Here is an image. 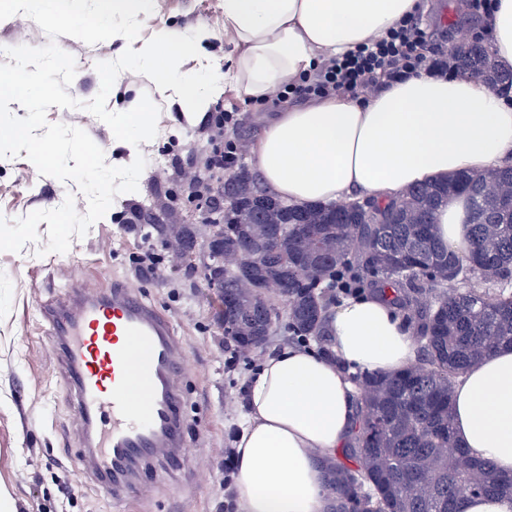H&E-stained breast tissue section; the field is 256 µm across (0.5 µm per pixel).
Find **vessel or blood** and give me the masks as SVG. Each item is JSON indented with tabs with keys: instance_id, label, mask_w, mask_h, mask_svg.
Wrapping results in <instances>:
<instances>
[{
	"instance_id": "obj_1",
	"label": "vessel or blood",
	"mask_w": 512,
	"mask_h": 512,
	"mask_svg": "<svg viewBox=\"0 0 512 512\" xmlns=\"http://www.w3.org/2000/svg\"><path fill=\"white\" fill-rule=\"evenodd\" d=\"M78 417L79 468L115 498L138 491L141 465L184 447L185 355L169 318L132 288L65 290L40 309Z\"/></svg>"
}]
</instances>
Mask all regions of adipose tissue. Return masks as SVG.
Wrapping results in <instances>:
<instances>
[{
  "label": "adipose tissue",
  "instance_id": "adipose-tissue-1",
  "mask_svg": "<svg viewBox=\"0 0 512 512\" xmlns=\"http://www.w3.org/2000/svg\"><path fill=\"white\" fill-rule=\"evenodd\" d=\"M222 60L183 71L202 36L164 30L135 48L162 98H176L186 124L222 88L223 74L264 101L325 60L354 49L413 14L418 0H221ZM497 62L512 68V0H498L489 26ZM271 192L291 205L386 201L411 185L512 164V103L478 79L423 72L367 97L335 95L286 104L253 151ZM436 235L460 250L469 234L465 197L443 205ZM331 357L285 346L265 357L245 386V423L233 440L241 512H325L327 492L313 451L348 447L357 403L351 373H398L417 343L396 307L377 294L347 299L328 321ZM453 431L477 460L512 471V347L468 369L453 389Z\"/></svg>",
  "mask_w": 512,
  "mask_h": 512
}]
</instances>
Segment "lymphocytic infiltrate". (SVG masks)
Wrapping results in <instances>:
<instances>
[{"label":"lymphocytic infiltrate","instance_id":"1","mask_svg":"<svg viewBox=\"0 0 512 512\" xmlns=\"http://www.w3.org/2000/svg\"><path fill=\"white\" fill-rule=\"evenodd\" d=\"M451 68L446 48L433 40L421 15L416 14L355 51L326 60L297 83L284 85L276 100L283 103L293 96L311 100L336 94L366 96L386 82L404 80L423 69L444 74ZM208 122L212 128V162L199 180L205 188L204 199L213 209L224 188L223 171L233 168L242 153L238 144L226 136L227 129L236 124L233 113L216 105Z\"/></svg>","mask_w":512,"mask_h":512}]
</instances>
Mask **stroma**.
I'll return each instance as SVG.
<instances>
[{
    "label": "stroma",
    "mask_w": 512,
    "mask_h": 512,
    "mask_svg": "<svg viewBox=\"0 0 512 512\" xmlns=\"http://www.w3.org/2000/svg\"><path fill=\"white\" fill-rule=\"evenodd\" d=\"M219 0H154L150 14H139V42L165 29L216 30ZM420 12L435 38H456L459 30L481 33L485 17L469 0H419ZM45 32L29 17L0 21V44L45 46ZM57 45L76 65L68 88L87 102L101 87L98 62L117 59L123 41L110 38L89 45L61 36ZM156 100L157 133L140 143L137 152L146 165L138 189L115 197L103 218L85 236L72 237L66 253L38 255L48 243L47 223L37 227L38 242L17 252H0V496L10 512H238L233 486L224 482V450L244 420L247 376L261 358L292 343L279 330L262 347L233 359L234 344L224 334L217 293L209 287L205 268L210 259L196 248V265L186 269L174 260L176 230L190 226L195 237L205 228L192 220V205L181 190L180 175L201 169L209 149L203 124L183 122L179 103L159 99L154 82L144 74L122 71L107 98L108 110L126 108L142 97ZM220 104L237 108L239 123L232 133L251 148L274 109L256 103L228 85ZM47 119L83 129L103 150L106 164L125 166L126 149L113 145L107 124L83 108L50 107ZM33 163L20 155L0 159V216L13 221L37 210L59 207L73 197L78 213L87 199L73 181L33 175ZM154 252L155 270H145L140 258ZM106 288L120 281L158 307L171 320L185 351L180 376L185 414L186 446L178 463L148 461L139 477V493L127 501L113 500L91 475L75 468L83 450L78 418L60 391V364L38 323L43 302L68 284Z\"/></svg>",
    "instance_id": "stroma-1"
}]
</instances>
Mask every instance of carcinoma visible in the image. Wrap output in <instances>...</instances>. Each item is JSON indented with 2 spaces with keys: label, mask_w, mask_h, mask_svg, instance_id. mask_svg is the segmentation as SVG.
<instances>
[{
  "label": "carcinoma",
  "mask_w": 512,
  "mask_h": 512,
  "mask_svg": "<svg viewBox=\"0 0 512 512\" xmlns=\"http://www.w3.org/2000/svg\"><path fill=\"white\" fill-rule=\"evenodd\" d=\"M448 56L490 86H512L474 43ZM464 195L471 233L460 253L434 232V215ZM512 166L459 173L408 188L384 203L289 206L242 166L224 180V335L249 353L281 320L295 336H322L336 287L371 288L416 323L419 362L358 379L357 420L345 456L324 462L327 512H462L469 495L512 494V474L471 458L453 438L456 379L497 347L512 345ZM283 285L284 307L258 289Z\"/></svg>",
  "instance_id": "carcinoma-1"
}]
</instances>
